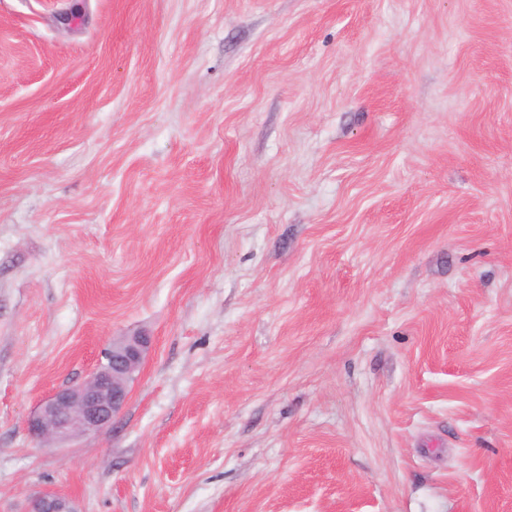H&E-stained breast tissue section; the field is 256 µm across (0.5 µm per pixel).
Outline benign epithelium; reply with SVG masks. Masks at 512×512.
I'll return each mask as SVG.
<instances>
[{"label": "benign epithelium", "instance_id": "7a95c632", "mask_svg": "<svg viewBox=\"0 0 512 512\" xmlns=\"http://www.w3.org/2000/svg\"><path fill=\"white\" fill-rule=\"evenodd\" d=\"M151 345L149 336H130L104 350L98 367L78 385L55 391L28 422L30 435L50 447L108 427L124 406L129 382L140 370ZM25 512H77L72 502L53 492L30 499Z\"/></svg>", "mask_w": 512, "mask_h": 512}]
</instances>
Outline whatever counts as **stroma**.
Here are the masks:
<instances>
[{"instance_id":"1","label":"stroma","mask_w":512,"mask_h":512,"mask_svg":"<svg viewBox=\"0 0 512 512\" xmlns=\"http://www.w3.org/2000/svg\"><path fill=\"white\" fill-rule=\"evenodd\" d=\"M70 6L0 0V512H512V0ZM150 345V336H130L110 345L88 378L55 391L39 405L28 422L30 435L52 447L108 427L124 406L129 382ZM24 512H77L72 502L53 492H42L30 499Z\"/></svg>"}]
</instances>
